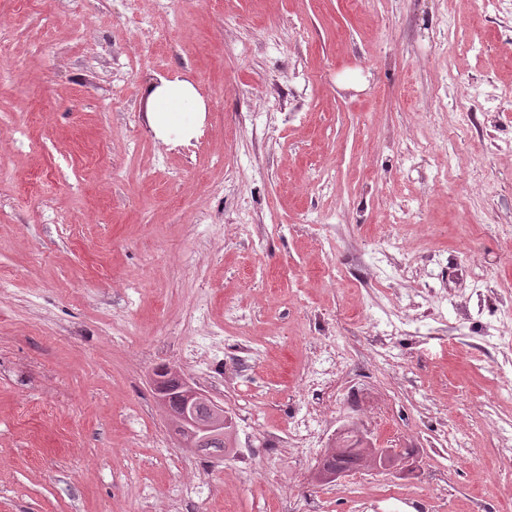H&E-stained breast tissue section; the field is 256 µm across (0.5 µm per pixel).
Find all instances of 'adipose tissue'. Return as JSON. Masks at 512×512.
<instances>
[{
  "mask_svg": "<svg viewBox=\"0 0 512 512\" xmlns=\"http://www.w3.org/2000/svg\"><path fill=\"white\" fill-rule=\"evenodd\" d=\"M145 92L160 132L185 133L194 125L195 116L204 111L202 97L195 86L180 77L162 75L148 79Z\"/></svg>",
  "mask_w": 512,
  "mask_h": 512,
  "instance_id": "adipose-tissue-1",
  "label": "adipose tissue"
}]
</instances>
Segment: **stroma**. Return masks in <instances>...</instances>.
Here are the masks:
<instances>
[{"instance_id":"obj_1","label":"stroma","mask_w":512,"mask_h":512,"mask_svg":"<svg viewBox=\"0 0 512 512\" xmlns=\"http://www.w3.org/2000/svg\"><path fill=\"white\" fill-rule=\"evenodd\" d=\"M153 72L191 132L155 130ZM164 364L218 385L238 457L179 447ZM503 380L499 0H0V512H512ZM310 409L414 468L317 482ZM144 87L156 127L162 134L190 131L197 112H205L203 99L195 86L178 76L155 75ZM319 415L317 413L302 416L292 422L290 433L306 445L311 447L320 445Z\"/></svg>"}]
</instances>
